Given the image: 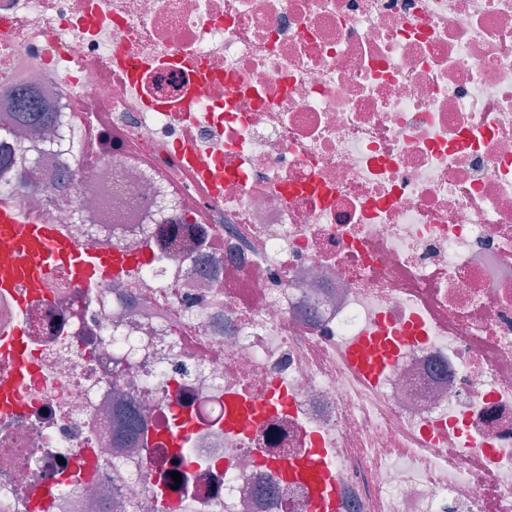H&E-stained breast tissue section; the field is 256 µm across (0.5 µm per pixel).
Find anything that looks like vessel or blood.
Returning <instances> with one entry per match:
<instances>
[{"instance_id": "b4317fda", "label": "vessel or blood", "mask_w": 512, "mask_h": 512, "mask_svg": "<svg viewBox=\"0 0 512 512\" xmlns=\"http://www.w3.org/2000/svg\"><path fill=\"white\" fill-rule=\"evenodd\" d=\"M147 255L141 250H109L89 255L62 237L56 225L25 221L18 205L0 202V294L13 297L18 307L42 294L44 271L51 266L65 267L79 287L100 285L105 279L141 266ZM401 337L378 331L354 342L350 358L368 379H376L381 370L395 357ZM0 354L10 357L15 365L12 376L0 378V415L17 410L20 383L29 370V357L21 330L0 337ZM284 398L254 402L235 393L224 397V428L239 434L263 424ZM182 423L162 435L150 437L149 445L177 448L195 433L198 421L191 410H183ZM275 473L287 474L290 480L305 484L309 489L311 512H339L341 489L335 471L324 449L306 448L291 458L275 459Z\"/></svg>"}]
</instances>
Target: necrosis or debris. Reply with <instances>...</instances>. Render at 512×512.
Listing matches in <instances>:
<instances>
[{
    "instance_id": "4bbe7bcc",
    "label": "necrosis or debris",
    "mask_w": 512,
    "mask_h": 512,
    "mask_svg": "<svg viewBox=\"0 0 512 512\" xmlns=\"http://www.w3.org/2000/svg\"><path fill=\"white\" fill-rule=\"evenodd\" d=\"M48 92L82 146L24 179L0 139V200L82 251L158 263L96 288L65 270L18 308L33 373L0 418V512L85 454L50 512H309L266 460L316 438L340 512H512V0H0L9 90ZM82 210L75 223L72 210ZM415 337L376 382L348 358ZM291 398L245 433L224 395ZM193 456L123 448L112 408ZM182 424L179 425L176 429L173 427L179 422L175 423L176 413L174 417H172V422L170 424L169 429L161 436H151L148 440V444L150 446H154L155 448H171L170 449V458L172 461L180 462L184 461L187 456H189L188 444L186 443L182 448H178L182 446L186 440L195 433L198 427V420L196 419L193 412L189 409H183L181 412ZM159 446V447H156Z\"/></svg>"
}]
</instances>
